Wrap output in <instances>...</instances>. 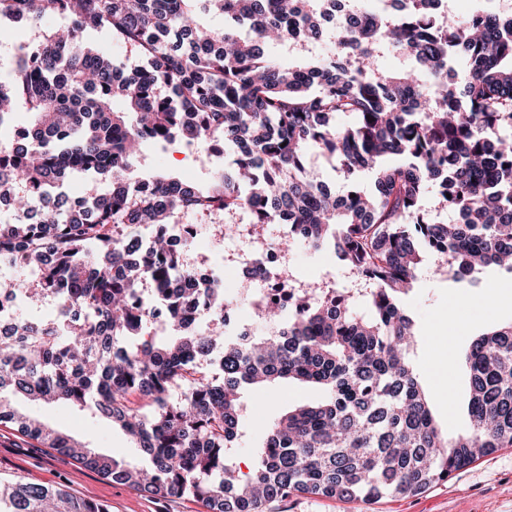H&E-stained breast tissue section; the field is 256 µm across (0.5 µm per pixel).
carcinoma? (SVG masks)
Returning <instances> with one entry per match:
<instances>
[{
    "mask_svg": "<svg viewBox=\"0 0 512 512\" xmlns=\"http://www.w3.org/2000/svg\"><path fill=\"white\" fill-rule=\"evenodd\" d=\"M203 13L224 27L199 23ZM46 17L67 30L44 31L0 81V126H22L0 144V200L12 211L0 262L39 274L0 292L23 294L32 311L49 299L56 319L0 322V423L114 482L191 495L206 512H266L294 493L414 496L512 448V323L470 343L469 428L450 437L411 367L416 329L400 303L423 262L419 241L454 281L493 265L512 273L511 13L456 17L438 0H0V19ZM95 30L139 64L88 46ZM274 48L310 58L286 67ZM387 52L410 66L384 71ZM456 64L461 86L448 80ZM146 142L234 159L207 184L132 181ZM317 162L339 173L342 193L313 174ZM75 174L109 177L112 189L74 203L60 189ZM184 213L224 216L227 235L242 213L255 227L286 224L273 246L332 245L359 289L299 290L285 304L255 290L270 331L194 330L183 306L192 271L165 234ZM203 292L214 310L236 302L221 286ZM281 380L324 397L277 416L242 476L244 391ZM15 397L118 424L152 469L75 441ZM0 512L108 508L15 482L0 484Z\"/></svg>",
    "mask_w": 512,
    "mask_h": 512,
    "instance_id": "1",
    "label": "carcinoma"
}]
</instances>
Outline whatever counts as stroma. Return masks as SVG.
I'll return each mask as SVG.
<instances>
[{
	"instance_id": "1",
	"label": "stroma",
	"mask_w": 512,
	"mask_h": 512,
	"mask_svg": "<svg viewBox=\"0 0 512 512\" xmlns=\"http://www.w3.org/2000/svg\"><path fill=\"white\" fill-rule=\"evenodd\" d=\"M134 174L162 173L172 177L209 181L184 158L176 145L160 150L146 145L133 166ZM181 223L193 226L195 245L186 250L185 260L193 267L222 270L224 286L241 292L237 275L241 259L277 237L278 225H268L263 235L247 231L249 216H241L245 229L227 239L219 224L204 222L193 214L180 215ZM294 287L355 288L357 282L346 271L333 250L315 253L296 247L287 256ZM402 305L415 322L417 342L411 362L421 384L435 395L432 411L439 424L455 433L466 429L467 370L462 361L470 342L492 326L512 322V274L495 266L485 268L476 284L453 282L438 271L433 259H425L412 290ZM458 318L461 328L445 346L451 360L447 375H439L430 339L448 319ZM320 390L298 383L252 389L246 395L247 439L236 460L241 473H248L256 457L252 440L261 437L269 422L287 409L316 402ZM26 411L70 434L83 445L118 459L139 460L134 443L119 427L63 405L26 404ZM0 481L53 484L77 498L107 505L109 512H203L193 498H160L148 492L112 482L85 468L72 456L40 447L9 424H0ZM270 512H512V448H502L479 457L426 492L410 497H386L373 505L353 499L298 494L272 503Z\"/></svg>"
}]
</instances>
